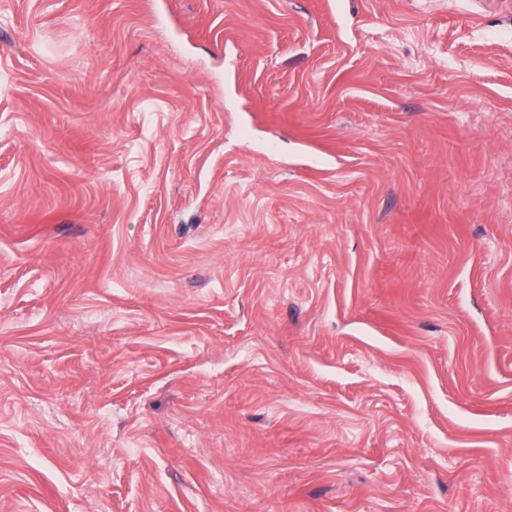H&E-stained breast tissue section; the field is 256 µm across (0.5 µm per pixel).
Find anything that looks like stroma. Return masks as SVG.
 I'll list each match as a JSON object with an SVG mask.
<instances>
[{
	"label": "stroma",
	"mask_w": 512,
	"mask_h": 512,
	"mask_svg": "<svg viewBox=\"0 0 512 512\" xmlns=\"http://www.w3.org/2000/svg\"><path fill=\"white\" fill-rule=\"evenodd\" d=\"M0 0V512H512V10Z\"/></svg>",
	"instance_id": "1"
}]
</instances>
